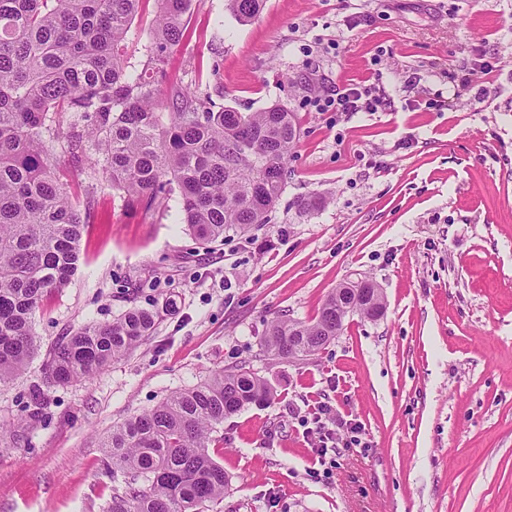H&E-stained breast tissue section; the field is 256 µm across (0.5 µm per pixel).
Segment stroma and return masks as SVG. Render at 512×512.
<instances>
[{"label":"stroma","mask_w":512,"mask_h":512,"mask_svg":"<svg viewBox=\"0 0 512 512\" xmlns=\"http://www.w3.org/2000/svg\"><path fill=\"white\" fill-rule=\"evenodd\" d=\"M484 58L492 76L473 69ZM466 75L482 104L454 96ZM375 79L391 111L314 106ZM167 81L218 109L294 112L285 190L268 223L211 245L178 191L132 209L95 195L75 276L36 313L40 349L0 385V512H102L123 487L100 446L113 425L240 364L273 398L214 433L228 484L204 512H512V0H266L246 24L194 0ZM364 278L383 291L378 320L350 317L303 360L264 355L272 321H315ZM132 308L160 310L151 336L91 380L47 384L56 343ZM324 403L362 443L314 478L291 414Z\"/></svg>","instance_id":"obj_1"}]
</instances>
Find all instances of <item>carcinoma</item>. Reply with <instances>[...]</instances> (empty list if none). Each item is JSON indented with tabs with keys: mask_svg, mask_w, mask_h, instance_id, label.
<instances>
[{
	"mask_svg": "<svg viewBox=\"0 0 512 512\" xmlns=\"http://www.w3.org/2000/svg\"><path fill=\"white\" fill-rule=\"evenodd\" d=\"M144 0H0V384L23 373L38 348L33 323L43 298L78 268L85 224L70 178L86 202L98 188L150 206L177 186L182 220L201 242L266 224L285 189L297 127L273 104L217 112L191 85L163 89L170 54L186 38L193 0H156L146 59L137 68L126 39ZM264 0H227L241 23ZM368 318L354 297L324 303L318 319H277L263 351L301 360L345 321ZM159 311L133 308L87 325L50 351L47 382L93 378L135 349ZM272 398L268 382L236 365L126 419L103 441L125 489L103 512H201L224 497V467L208 452L212 434L248 405Z\"/></svg>",
	"mask_w": 512,
	"mask_h": 512,
	"instance_id": "1",
	"label": "carcinoma"
}]
</instances>
